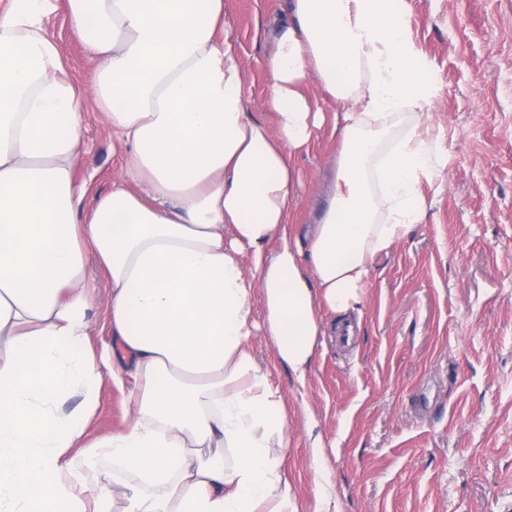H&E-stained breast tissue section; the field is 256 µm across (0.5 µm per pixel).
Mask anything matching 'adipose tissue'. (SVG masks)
<instances>
[{"mask_svg": "<svg viewBox=\"0 0 512 512\" xmlns=\"http://www.w3.org/2000/svg\"><path fill=\"white\" fill-rule=\"evenodd\" d=\"M65 8L123 164L85 203L81 92L48 32L53 0H0V512H111L117 498L122 512H299L281 474L286 403L251 339L263 332L304 381L325 312L353 336L374 257L425 212L429 126L379 148L439 94L405 0H291L264 60L271 125L248 111L224 0ZM314 83L343 111H323ZM328 124L336 188L304 245L287 231L289 159ZM89 253L110 297L98 354ZM107 378L133 380L132 411L88 445ZM108 464L112 486L97 489Z\"/></svg>", "mask_w": 512, "mask_h": 512, "instance_id": "obj_1", "label": "adipose tissue"}]
</instances>
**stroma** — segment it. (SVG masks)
<instances>
[{
	"label": "stroma",
	"instance_id": "stroma-1",
	"mask_svg": "<svg viewBox=\"0 0 512 512\" xmlns=\"http://www.w3.org/2000/svg\"><path fill=\"white\" fill-rule=\"evenodd\" d=\"M289 2L224 0L249 110L266 122L263 60ZM406 10L439 95L388 136L422 122L439 139L438 173L420 186L425 216L375 258L351 344L328 332L301 383L261 337L256 359L288 406L283 474L305 512H512V0H406ZM49 32L83 90L77 177L90 194L110 192L121 156L92 92L96 65L65 9ZM338 140L324 127L293 156V228L307 229L325 199ZM86 272L100 286L89 311L98 351L112 345L109 298L95 259ZM126 396L104 380L87 440L124 427ZM316 436L332 471L324 500Z\"/></svg>",
	"mask_w": 512,
	"mask_h": 512
}]
</instances>
